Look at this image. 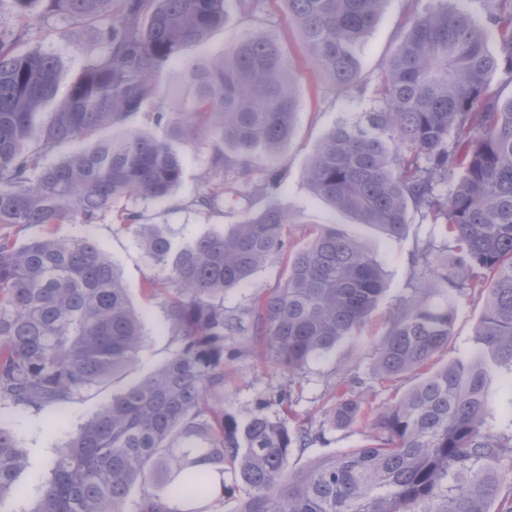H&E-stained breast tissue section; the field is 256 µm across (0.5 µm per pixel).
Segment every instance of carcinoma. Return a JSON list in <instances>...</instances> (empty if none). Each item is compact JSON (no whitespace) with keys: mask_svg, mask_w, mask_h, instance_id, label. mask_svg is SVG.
<instances>
[{"mask_svg":"<svg viewBox=\"0 0 512 512\" xmlns=\"http://www.w3.org/2000/svg\"><path fill=\"white\" fill-rule=\"evenodd\" d=\"M20 25L0 26V512L27 458L15 413L63 415L134 363L147 336L106 248L91 236L57 237L58 224L93 226L121 202H166L183 178L173 141L202 146L211 175L189 205L238 219L179 242L122 207L158 274L171 357L103 402L69 431L32 512H512V432L492 431L490 389L512 371V0H485L488 23L435 0L410 11L398 45L374 76L375 106L330 128L305 172L330 212L394 242L410 214L444 225L442 244L410 252L412 292L394 306L372 349L386 383L415 384L381 407L356 397L363 381L332 378L319 426L291 427L293 386L343 342H355L385 292L382 263L337 224L291 241L279 157L296 134L298 70L261 28L208 58H185L234 16L259 20L261 0H12ZM387 0H280L313 72L338 91H363L359 50ZM64 15L96 24L105 53L60 89L62 61L20 52L30 23ZM183 59L175 109L154 113L167 138L134 126L161 100L155 76ZM36 142L30 132L51 101ZM69 153L54 164L60 145ZM263 201L259 208L256 201ZM40 226L45 234L19 239ZM453 252L451 263L438 251ZM280 263L283 284L244 307L224 295ZM488 291L476 346L432 369L448 345L458 298ZM446 294L447 300L436 301ZM288 376L242 419L224 406V371L242 337ZM276 407L278 411L271 412ZM359 421L371 443L290 468L294 449ZM141 494L129 500L133 487Z\"/></svg>","mask_w":512,"mask_h":512,"instance_id":"cac0c4a2","label":"carcinoma"}]
</instances>
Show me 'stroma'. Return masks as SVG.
<instances>
[{
    "mask_svg": "<svg viewBox=\"0 0 512 512\" xmlns=\"http://www.w3.org/2000/svg\"><path fill=\"white\" fill-rule=\"evenodd\" d=\"M412 6V0H387L376 27L360 50L365 76H373L390 55L400 23ZM20 48L24 51L38 49L58 56L62 61L60 83L64 86L74 80L88 63L105 52L103 43L93 36L90 25L52 15L42 16L32 23L31 31L21 42ZM300 91L296 135L280 156L287 170L281 201L296 219L292 238L297 242L301 241L305 226L321 224L330 218L325 205L312 198L304 184V170L312 147L345 115L365 111L371 105L369 97L359 96L357 92H335L306 67L301 70ZM183 153L184 179L170 201L163 205L152 201H137L136 207L144 214L146 223L165 225L177 239L200 235L235 223L237 217L233 212L216 215L188 207V200L196 195L203 178L209 172V163L205 149L187 147ZM335 219L348 233L364 240L377 259L382 261L387 289L362 329V345L344 343L337 346L326 360L312 365L301 389L295 390L289 418L294 427L311 422L316 424L322 420L328 406L325 379L338 369L349 370L363 378L364 384L358 394L372 406H380L390 399V387L372 377L370 344L385 332L389 313L396 302L411 293L412 271L408 255L414 244L438 237L440 232L438 226L415 220L409 224L404 242L396 244L377 230L352 223L346 216L340 215ZM54 233L59 237L87 233L105 244L132 303L143 312L144 330L148 336L140 363L132 365L114 383L71 407L70 423L75 426L91 417L103 400L134 384L145 372L165 363L171 354L172 345L161 299L150 300L144 295L145 281L155 275L156 270L133 234L118 229L108 217L90 228L79 224H60L55 226ZM485 308L486 297L479 293L470 294L458 301L453 332L447 347L436 357L438 365L453 362L471 349L476 326ZM231 369V377L224 389V400L230 409L243 418L253 409L259 394L286 382L273 364L258 357H240L232 363ZM16 429L21 446L28 454L29 468L19 477V492L11 507L13 512H33L39 496V483L48 478L50 461L62 437L41 417L19 416ZM368 435V428L359 424L329 431L327 444L315 445L302 453L292 452L290 466L298 469L310 460L361 448L367 444Z\"/></svg>",
    "mask_w": 512,
    "mask_h": 512,
    "instance_id": "obj_1",
    "label": "stroma"
}]
</instances>
